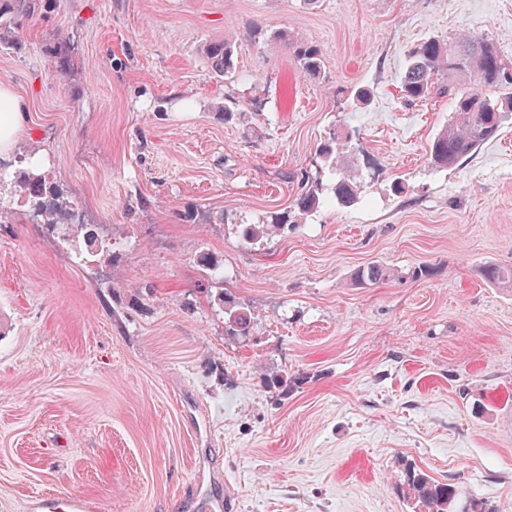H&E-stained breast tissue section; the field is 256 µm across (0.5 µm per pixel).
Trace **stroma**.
I'll return each mask as SVG.
<instances>
[{
	"label": "stroma",
	"instance_id": "stroma-1",
	"mask_svg": "<svg viewBox=\"0 0 512 512\" xmlns=\"http://www.w3.org/2000/svg\"><path fill=\"white\" fill-rule=\"evenodd\" d=\"M258 26L314 41L320 79ZM464 34L512 62V0H42L21 42L0 25V81L26 103L9 164L40 151L83 216L32 222L14 178L0 183V512L34 491L107 512H199L200 497L416 512L397 489L410 465L512 512V286L480 274L512 267V112L437 169L426 149L448 97L399 92L412 45ZM219 39L236 44L230 79L203 53ZM332 131L358 203L245 243L240 225L291 209L302 175L331 185L317 147ZM371 263L392 277L354 286ZM422 265L432 277L410 278ZM224 288L250 335L213 305ZM213 304L224 309V317L229 324L230 333L235 336L250 335L252 326L251 312L236 302L231 294L224 292L214 298Z\"/></svg>",
	"mask_w": 512,
	"mask_h": 512
}]
</instances>
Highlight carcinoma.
Segmentation results:
<instances>
[{
  "mask_svg": "<svg viewBox=\"0 0 512 512\" xmlns=\"http://www.w3.org/2000/svg\"><path fill=\"white\" fill-rule=\"evenodd\" d=\"M252 34L285 44L305 76L311 80L320 78L322 54L314 42L286 30L269 34L256 28ZM204 53L216 76L229 78L235 73L234 42L227 39L210 42L204 46ZM401 88L409 101L426 99L438 92L450 97L448 128L434 137L427 150L431 166L449 169L481 144L498 136L503 114L512 112V63L503 57L493 41L479 35H467L449 43L428 39L408 50ZM318 151L337 175L330 194H324L322 185L316 181L305 182L292 209L271 215L259 224L243 225L244 242L254 243L276 236L285 226L297 223L296 216L310 214L323 206L351 207L358 202L360 188L345 175L346 155L340 136L330 133L320 142ZM16 182L28 197L30 217L38 223L54 226L63 213L75 208L64 191L31 161L17 174ZM391 275L393 270L370 264L355 270L352 280L363 286ZM483 277L494 284L511 285L512 269L487 265ZM213 304L224 309L230 333L250 335L251 312L232 295L224 292L214 298ZM400 489L415 501L418 512H456L457 486L435 480L420 469L405 468Z\"/></svg>",
  "mask_w": 512,
  "mask_h": 512,
  "instance_id": "obj_1",
  "label": "carcinoma"
}]
</instances>
